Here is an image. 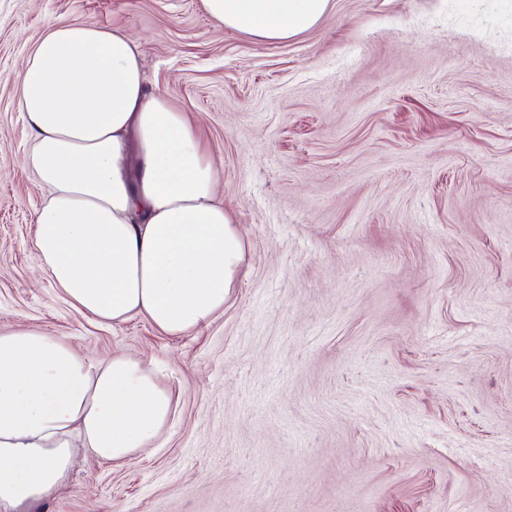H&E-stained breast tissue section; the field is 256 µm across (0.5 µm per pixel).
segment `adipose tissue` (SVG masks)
I'll list each match as a JSON object with an SVG mask.
<instances>
[{
    "label": "adipose tissue",
    "instance_id": "1",
    "mask_svg": "<svg viewBox=\"0 0 512 512\" xmlns=\"http://www.w3.org/2000/svg\"><path fill=\"white\" fill-rule=\"evenodd\" d=\"M220 27L268 43L313 29L329 0H203ZM48 187L34 249L50 282L102 324L141 317L168 335L224 309L245 246L218 201V171L195 126L148 90L121 28L53 23L16 78ZM173 394L142 360L91 365L70 343L0 331V512H31L68 483L78 455L120 463L157 446Z\"/></svg>",
    "mask_w": 512,
    "mask_h": 512
}]
</instances>
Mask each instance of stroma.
I'll return each instance as SVG.
<instances>
[{"label":"stroma","mask_w":512,"mask_h":512,"mask_svg":"<svg viewBox=\"0 0 512 512\" xmlns=\"http://www.w3.org/2000/svg\"><path fill=\"white\" fill-rule=\"evenodd\" d=\"M62 18L128 31L198 124L245 244L180 336L103 325L33 249L16 75ZM170 383L160 448L34 512H512V0H331L269 44L203 0H0V329Z\"/></svg>","instance_id":"stroma-1"}]
</instances>
